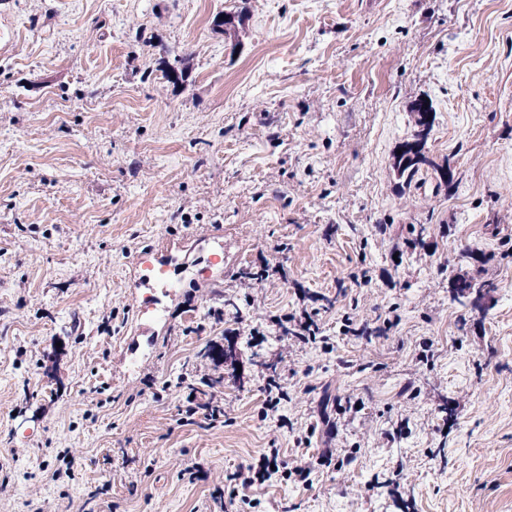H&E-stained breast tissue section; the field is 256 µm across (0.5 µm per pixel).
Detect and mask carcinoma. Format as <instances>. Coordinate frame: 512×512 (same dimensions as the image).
Returning <instances> with one entry per match:
<instances>
[{
    "instance_id": "obj_1",
    "label": "carcinoma",
    "mask_w": 512,
    "mask_h": 512,
    "mask_svg": "<svg viewBox=\"0 0 512 512\" xmlns=\"http://www.w3.org/2000/svg\"><path fill=\"white\" fill-rule=\"evenodd\" d=\"M416 112V130L412 139L400 146L401 153L393 156V170L403 184L409 186L422 171L423 167L433 168L439 177L440 183L450 186L453 182V172L450 165L439 166L428 155V140L434 126L435 115L431 105L417 102L414 106ZM492 285L477 279L462 280L454 287V300L465 304L471 296L483 297L489 292Z\"/></svg>"
}]
</instances>
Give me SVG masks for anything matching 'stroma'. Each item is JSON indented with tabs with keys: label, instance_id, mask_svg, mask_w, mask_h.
Here are the masks:
<instances>
[{
	"label": "stroma",
	"instance_id": "35a3bbf8",
	"mask_svg": "<svg viewBox=\"0 0 512 512\" xmlns=\"http://www.w3.org/2000/svg\"><path fill=\"white\" fill-rule=\"evenodd\" d=\"M0 512H512V0H0ZM419 100L414 106L416 112V130L412 139L403 143L393 156V170L399 180L406 186L411 185L415 178L422 171L423 167H433L437 172L440 183L450 187L453 182V172L450 165H436L428 155V140L434 126L435 115L430 104ZM490 288H493L492 284L485 281L477 279L462 280L454 287V300L465 305V301L469 300L472 295H475L474 299L479 300L489 292ZM259 464L256 469V471L253 473L254 467L251 465L248 467V473L245 474L243 472H240L238 474V479H241V483L243 486H252L255 482V477L257 481H265L268 479L272 474L276 473L280 466L282 468H285L286 464L284 462L278 461V454L276 452H271V455H263L259 459ZM271 465H274L275 470L271 469ZM250 473L254 474V477L250 475Z\"/></svg>",
	"mask_w": 512,
	"mask_h": 512
}]
</instances>
